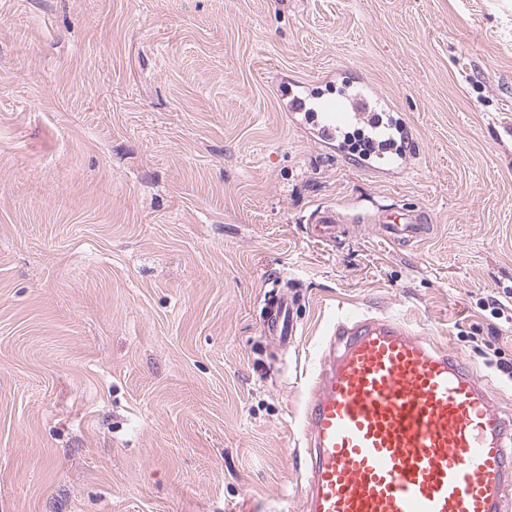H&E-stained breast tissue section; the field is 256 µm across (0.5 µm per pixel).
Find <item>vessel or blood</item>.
I'll use <instances>...</instances> for the list:
<instances>
[{"label": "vessel or blood", "mask_w": 512, "mask_h": 512, "mask_svg": "<svg viewBox=\"0 0 512 512\" xmlns=\"http://www.w3.org/2000/svg\"><path fill=\"white\" fill-rule=\"evenodd\" d=\"M370 87L318 102L325 139L360 117ZM335 209L319 210L311 238L332 242ZM381 236L406 246L430 232L420 214L381 212ZM263 326L296 334L286 296ZM309 450L304 512H503L512 491V415L496 410L462 357L432 346L395 316L336 315L329 354L304 409Z\"/></svg>", "instance_id": "1"}]
</instances>
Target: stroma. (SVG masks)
I'll return each mask as SVG.
<instances>
[{"mask_svg": "<svg viewBox=\"0 0 512 512\" xmlns=\"http://www.w3.org/2000/svg\"><path fill=\"white\" fill-rule=\"evenodd\" d=\"M341 71L401 168L289 119ZM388 206L431 235L383 241ZM507 292L512 0H0V512H303L337 310L409 317L508 414ZM342 218L335 209L325 208L318 211L313 224H308L309 237L324 242H336L341 233ZM264 330L269 336H275L280 343L287 344L296 334V325L292 304L288 297L277 296L268 306L263 320Z\"/></svg>", "mask_w": 512, "mask_h": 512, "instance_id": "stroma-1", "label": "stroma"}]
</instances>
